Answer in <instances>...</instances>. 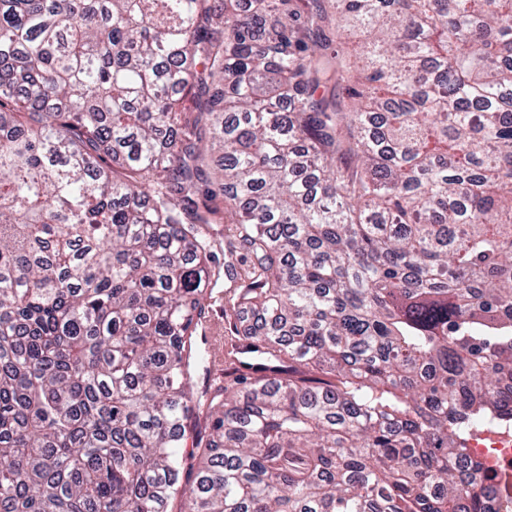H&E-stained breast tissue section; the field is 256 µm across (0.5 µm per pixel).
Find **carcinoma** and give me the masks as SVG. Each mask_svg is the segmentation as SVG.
<instances>
[{"mask_svg":"<svg viewBox=\"0 0 512 512\" xmlns=\"http://www.w3.org/2000/svg\"><path fill=\"white\" fill-rule=\"evenodd\" d=\"M509 376L512 0H0V512H488ZM208 225L209 226L207 227L206 232L210 235L212 240H214L215 244L212 248V257L210 259L209 265L211 266V269L216 272L217 276L216 285L212 292V299L209 302V306L206 309L205 319L203 320V332L204 324L206 322H210L206 329L207 333L211 335L208 336L211 342L208 354L207 345L205 346V366L210 372L209 374L211 379L216 383H220L224 382V371L222 373L213 371L210 369L209 364L213 368L222 369L224 367V336H231L228 321L237 323L242 329L249 325V321H247V315L244 310H239L237 315L232 316V319L229 318L227 320L224 315V306L227 309V313H230V299L233 296V292H231L230 289L237 288L239 286V283L230 282L224 277V245L229 241L235 240V225L224 223V221L222 223ZM212 322H220L223 328V336H219L222 334V332L218 326Z\"/></svg>","mask_w":512,"mask_h":512,"instance_id":"cac0c4a2","label":"carcinoma"}]
</instances>
